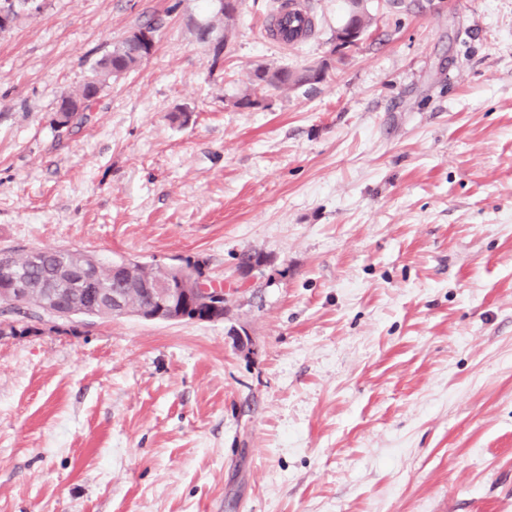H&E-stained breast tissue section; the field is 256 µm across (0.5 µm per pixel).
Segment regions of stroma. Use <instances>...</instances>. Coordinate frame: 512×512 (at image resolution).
Masks as SVG:
<instances>
[{"label":"stroma","mask_w":512,"mask_h":512,"mask_svg":"<svg viewBox=\"0 0 512 512\" xmlns=\"http://www.w3.org/2000/svg\"><path fill=\"white\" fill-rule=\"evenodd\" d=\"M277 2L220 55L211 0H42L0 34V250L199 260L229 304L0 336V512H512V0H364L340 53L347 0L288 45ZM109 53L112 55V65L118 64L127 71L138 66L143 60L135 40L128 35L119 41L113 42ZM291 73L287 68H260L256 72L257 83L253 93L245 94L239 103L241 106H253L259 104V95L264 94L267 90L274 89L278 91H286L291 88L299 87L312 81L320 80L323 71L316 69V73L307 77H300L298 80L287 81L283 76Z\"/></svg>","instance_id":"stroma-1"}]
</instances>
